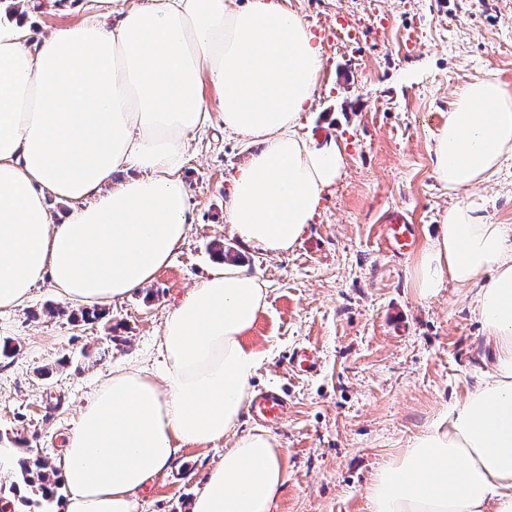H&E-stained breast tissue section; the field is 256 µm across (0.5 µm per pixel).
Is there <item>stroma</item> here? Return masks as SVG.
<instances>
[{
    "instance_id": "stroma-1",
    "label": "stroma",
    "mask_w": 512,
    "mask_h": 512,
    "mask_svg": "<svg viewBox=\"0 0 512 512\" xmlns=\"http://www.w3.org/2000/svg\"><path fill=\"white\" fill-rule=\"evenodd\" d=\"M308 26L343 21L362 35L323 42L319 86L301 131L335 137L345 167L296 247L277 256L243 246L224 222L231 178L247 155L237 136L210 128L191 138L182 177L192 206L184 243L142 292L76 326V307L49 284L0 316V435L52 462L80 408L113 366L156 364L172 306L213 269L209 247L241 255L268 288L248 339L263 356L256 391L281 389L288 412L269 432L287 452L288 482L274 512H368L375 470L442 407L461 403L487 365L472 291L446 283L420 299L411 271L441 214L456 203L482 221L512 225V162L488 183L445 190L432 139L459 90L491 76L512 89V0H284ZM34 35L97 17L98 0H21ZM406 212L416 248L393 252L388 211ZM57 306L58 314L46 311ZM317 374L291 365L300 349ZM224 443L185 448L156 477L139 512H189Z\"/></svg>"
}]
</instances>
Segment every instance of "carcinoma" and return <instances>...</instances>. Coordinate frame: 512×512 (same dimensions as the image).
<instances>
[{
  "instance_id": "carcinoma-1",
  "label": "carcinoma",
  "mask_w": 512,
  "mask_h": 512,
  "mask_svg": "<svg viewBox=\"0 0 512 512\" xmlns=\"http://www.w3.org/2000/svg\"><path fill=\"white\" fill-rule=\"evenodd\" d=\"M56 472L51 460L33 448L17 460L15 480L7 487L0 484V502L9 507L7 512H16L15 505L22 504L28 512H50L60 483L51 480Z\"/></svg>"
}]
</instances>
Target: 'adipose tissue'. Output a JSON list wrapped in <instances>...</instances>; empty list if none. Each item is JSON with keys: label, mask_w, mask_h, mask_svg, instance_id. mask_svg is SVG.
Masks as SVG:
<instances>
[{"label": "adipose tissue", "mask_w": 512, "mask_h": 512, "mask_svg": "<svg viewBox=\"0 0 512 512\" xmlns=\"http://www.w3.org/2000/svg\"><path fill=\"white\" fill-rule=\"evenodd\" d=\"M100 3L102 17L38 39L0 11V314L42 282L88 308L151 283L190 228L186 140L213 120L256 146L224 207L247 247H295L344 169L336 141L298 132L322 50L281 0ZM432 152L448 191L489 181L512 160V90L490 77L466 84ZM412 280L424 300L448 280L476 287L490 369L376 470L371 512H512V226L448 208ZM267 297L257 275L219 261L173 305L159 369L114 368L81 409L59 464V512H139L183 446L225 439L191 512H273L286 450L264 429L239 430L261 363L248 335Z\"/></svg>", "instance_id": "adipose-tissue-1"}]
</instances>
